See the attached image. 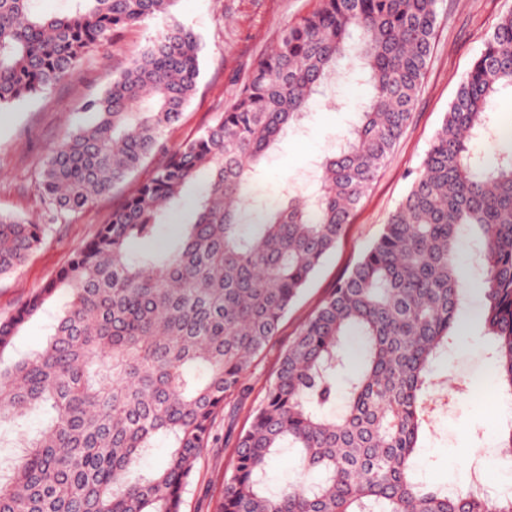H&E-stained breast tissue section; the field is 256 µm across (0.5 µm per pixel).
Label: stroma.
Segmentation results:
<instances>
[{
  "instance_id": "1",
  "label": "stroma",
  "mask_w": 512,
  "mask_h": 512,
  "mask_svg": "<svg viewBox=\"0 0 512 512\" xmlns=\"http://www.w3.org/2000/svg\"><path fill=\"white\" fill-rule=\"evenodd\" d=\"M317 5L318 0H177L169 13L127 28L114 41L95 47L73 78L0 109V212L44 222L38 187L41 162L66 133L84 123V102L101 95L169 21L180 22L201 39L197 90L180 122L165 131L163 150L153 153L124 184L98 197L71 223L54 225L23 265L0 277V319L9 317L66 267L112 210L122 205L127 193L149 178L169 152L211 125L218 112L234 101L258 60L277 45L282 30ZM511 11L512 0H438L432 53L409 125L355 211L345 236L292 304L276 338L254 360L246 379L250 394L241 409L217 418L214 440L196 464L182 512H216L224 478L231 473L238 434L247 427L250 410L262 402L282 351L405 197L461 81L485 39ZM367 93V87L343 82L331 98L319 97L311 103L307 116L280 138L257 167L252 178L251 222L285 206L289 189L302 195L313 191L323 157L355 121L356 105ZM56 308V301H49L20 330L11 359L43 348ZM492 348L493 341L485 336L476 315L465 330L457 332L437 362L438 374L448 380V402L436 411L430 429L421 437L417 456L418 477L429 485L457 489L463 472L497 460V446L512 429V419L502 413L512 396L493 379ZM474 448L481 449V456H471Z\"/></svg>"
}]
</instances>
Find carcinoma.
Listing matches in <instances>:
<instances>
[{
	"label": "carcinoma",
	"mask_w": 512,
	"mask_h": 512,
	"mask_svg": "<svg viewBox=\"0 0 512 512\" xmlns=\"http://www.w3.org/2000/svg\"><path fill=\"white\" fill-rule=\"evenodd\" d=\"M176 0H0V109L73 77L87 52L169 12ZM437 0H320L288 26L238 97L181 143L44 288L0 322V425L50 415L0 473V512H181L195 464L228 399L245 394L251 362L336 249L406 128L432 50ZM200 38L174 21L99 97L90 120L47 154L40 188L48 224L0 213V277L53 224L124 183L181 119L199 76ZM357 68L371 88L360 121L325 159L312 199L243 222L252 173L319 88ZM512 87V13L459 85L408 193L377 239L282 353L264 400L235 445L219 512H512L471 492L416 480L418 442L447 382L435 365L465 306L457 255L476 242L481 320L498 378L512 394V122L493 123ZM501 146L488 159L475 142ZM179 240H154L198 185ZM58 294L66 302L42 351L7 364L21 327ZM358 370L337 399L349 336ZM166 462L146 472L157 441ZM299 479L277 492L280 449ZM297 477V461L294 453L288 448L281 451L269 463L267 478L269 488L273 489L286 487Z\"/></svg>",
	"instance_id": "obj_1"
}]
</instances>
